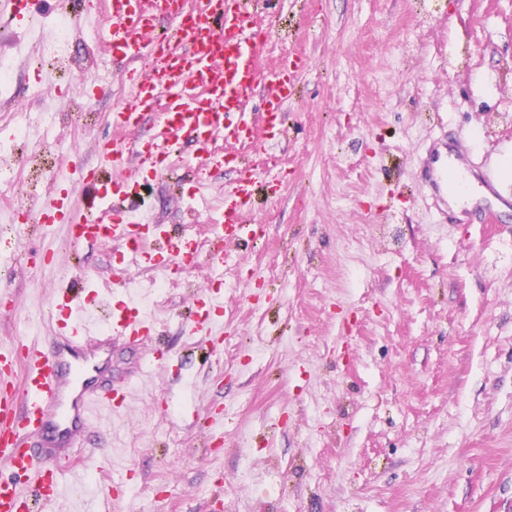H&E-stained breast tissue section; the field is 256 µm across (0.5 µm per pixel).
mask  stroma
<instances>
[{"mask_svg": "<svg viewBox=\"0 0 512 512\" xmlns=\"http://www.w3.org/2000/svg\"><path fill=\"white\" fill-rule=\"evenodd\" d=\"M59 7L32 0L45 24L23 39L12 93L45 89L52 139L91 166L126 80L105 52L87 56L101 34L88 6L72 48L109 90L88 118L56 94L29 59ZM253 20L269 59L306 61L268 163L235 148L259 168L265 240L231 247L223 272L136 268L113 288L112 300L131 291L148 304L166 360L114 355V374L140 367L147 379L88 438L101 471L77 470L48 512H512V216L443 223L417 176L435 135L464 133L475 157L512 162V0H273ZM179 150L202 196L180 198L182 172L169 168L126 205L195 223L204 239L238 167ZM12 231L0 347L41 340L53 292L82 274L111 282L120 255L84 243L70 267H40L64 226ZM208 285L217 311L197 332L189 296ZM112 482L124 497L108 511Z\"/></svg>", "mask_w": 512, "mask_h": 512, "instance_id": "35a3bbf8", "label": "stroma"}]
</instances>
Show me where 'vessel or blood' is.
<instances>
[{"label": "vessel or blood", "mask_w": 512, "mask_h": 512, "mask_svg": "<svg viewBox=\"0 0 512 512\" xmlns=\"http://www.w3.org/2000/svg\"><path fill=\"white\" fill-rule=\"evenodd\" d=\"M255 2L194 0L191 24H177L162 37L156 17L179 12L182 0H102L108 20L102 41L114 63L129 67L130 93L112 114L115 136L95 145L99 166L70 164L38 210L37 223L64 225L73 246L121 244L132 261L159 270L201 256L220 270L229 258L228 244L254 246L263 239V225L247 216L258 182L252 167L242 168L225 192L220 219L205 243L192 228L175 232L125 207L149 175L158 173L171 141H191L212 161L217 138L246 136L250 116L244 106L262 83L268 87L266 131L276 136L279 114L293 93V72L263 66L251 25ZM0 4L9 11L8 25L33 23L27 0ZM150 114L156 118L153 137L143 141L135 132ZM422 177L440 216L459 224L497 221L512 205L496 170L476 164L458 139L439 136L430 142ZM82 191L98 200L87 214L76 206ZM109 302L95 289H58L45 314L44 342L0 350V467L10 473L0 477V512H34L36 502H56L97 414L127 408L131 384L114 381L110 361L100 354L117 340L135 348L152 343L156 328L135 297L102 316Z\"/></svg>", "instance_id": "1"}]
</instances>
